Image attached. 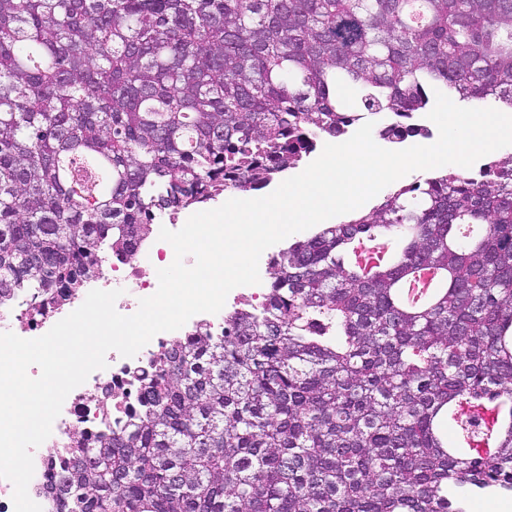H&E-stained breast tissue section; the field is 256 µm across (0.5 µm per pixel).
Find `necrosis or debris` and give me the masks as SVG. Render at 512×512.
Masks as SVG:
<instances>
[{"label": "necrosis or debris", "mask_w": 512, "mask_h": 512, "mask_svg": "<svg viewBox=\"0 0 512 512\" xmlns=\"http://www.w3.org/2000/svg\"><path fill=\"white\" fill-rule=\"evenodd\" d=\"M173 259L172 246L154 234L147 245L139 244L130 253L107 258L105 272L93 281L92 286L107 291L120 290L115 307L119 313L131 315L137 311L141 298L156 292L158 268L172 263ZM265 297V292L256 288L237 287L229 293L223 312L194 315L180 329L155 335L135 357L125 358L117 352H109L106 356L107 368L93 372L65 399L62 411L53 423L49 438L51 447L62 449L68 447L75 434L91 435L98 432L105 416H112L116 420L124 418L138 404L139 389L135 376L149 368L155 356L169 349L174 342L187 339L196 327L202 325L210 328L214 335H222L225 313L246 305H260ZM83 301V296L79 295L59 307L49 304L41 315L34 317L30 314L29 298H21L10 306L0 308V333L18 330L29 339L40 337ZM107 393L112 396V412L108 415L104 414L102 408V398Z\"/></svg>", "instance_id": "1"}]
</instances>
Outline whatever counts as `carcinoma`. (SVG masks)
Listing matches in <instances>:
<instances>
[{
	"mask_svg": "<svg viewBox=\"0 0 512 512\" xmlns=\"http://www.w3.org/2000/svg\"><path fill=\"white\" fill-rule=\"evenodd\" d=\"M0 0V304H60L159 214L261 189L319 135L390 142L446 89L512 108V0ZM353 84L359 110L341 103ZM400 253L364 274L350 246ZM445 281L422 306L399 288ZM512 157L402 185L276 254L266 302L138 376L75 437L68 512H459L512 490V428L444 446L445 408L512 395ZM493 444V455L471 444ZM442 280L437 272L420 271L413 274L412 279L407 283L406 288L414 292L419 299L426 298Z\"/></svg>",
	"mask_w": 512,
	"mask_h": 512,
	"instance_id": "cac0c4a2",
	"label": "carcinoma"
}]
</instances>
